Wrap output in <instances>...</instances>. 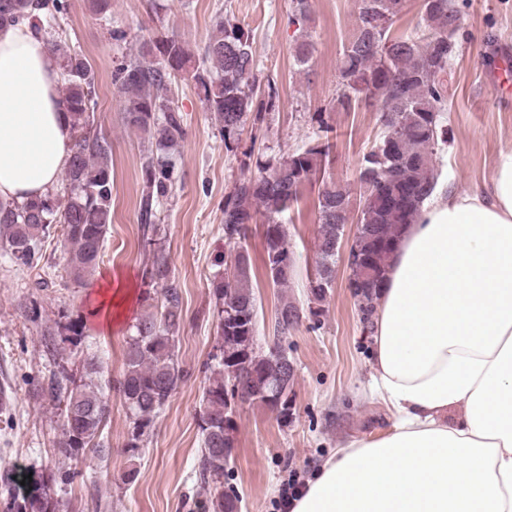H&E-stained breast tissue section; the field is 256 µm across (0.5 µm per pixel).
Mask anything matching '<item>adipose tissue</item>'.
<instances>
[{
  "mask_svg": "<svg viewBox=\"0 0 512 512\" xmlns=\"http://www.w3.org/2000/svg\"><path fill=\"white\" fill-rule=\"evenodd\" d=\"M59 80L28 26H0L1 201L45 197L66 170ZM372 331L397 422L337 449L290 512H512L511 149L487 188L437 192L402 226Z\"/></svg>",
  "mask_w": 512,
  "mask_h": 512,
  "instance_id": "1",
  "label": "adipose tissue"
}]
</instances>
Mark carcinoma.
I'll list each match as a JSON object with an SVG mask.
<instances>
[{"label":"carcinoma","instance_id":"obj_1","mask_svg":"<svg viewBox=\"0 0 512 512\" xmlns=\"http://www.w3.org/2000/svg\"><path fill=\"white\" fill-rule=\"evenodd\" d=\"M289 22L300 36L293 58L299 69L308 66L313 44L305 35L311 21L309 0H293ZM405 0H357L356 29L344 46L332 108L353 112L360 105L380 112L383 132L364 153L357 176L359 223L357 260L350 265L352 285L362 289V320L372 324L385 276L390 246L400 226L414 223L422 203L442 176V154L448 144V75L458 52L461 18L455 0H422L419 23L395 33ZM67 0H0V25L26 23L43 35L61 67L60 92L73 131L71 155L63 175L64 194L52 193L25 203L0 202V250L29 269H44L43 243L53 225L67 243L64 259L69 281L83 286L93 275L112 224V144L94 127L97 77L88 59L47 31L48 20L66 13ZM190 79L208 111L220 122L224 146L240 143L247 123L263 121L278 108L273 88H262L248 30L227 18L216 22L201 57L174 33L142 38L136 52L114 67L112 84L122 100V120L151 140L152 149L141 166L144 185L140 202L151 257L142 272L146 290L159 294L154 310L143 315L130 336L124 371L115 391L129 412L131 427L126 447L136 450L181 380L174 360V343L184 323L182 290L171 275L162 239L158 238L156 208L174 188L173 155L186 137L183 112L171 95L179 79ZM334 144L329 139L274 157L249 172L252 153L243 152L241 177L224 200L222 272L213 282L218 330L207 363L209 385L203 395L201 471L203 483L224 480V424L230 420L224 396V370L235 367L245 379L242 391L251 402L269 407L263 396L282 372L276 354L254 353L256 335L255 277L244 242L257 217L264 218L265 275L280 288L288 287L294 264L283 215L298 202L304 189L317 185L319 230L316 240L318 278L309 282L313 299L321 301L336 279V225L352 217L351 189L327 175ZM385 172L389 196L373 191V179ZM300 321L298 309L282 302L274 329L286 336ZM100 361L92 356L79 375L60 360L50 372L43 395L58 403L59 433L53 448L60 457L80 461L87 453L105 454L100 434L110 416L108 401L95 382ZM4 489L6 512H59L58 501L43 487L22 496L13 493L9 477ZM199 512H239L226 506L224 494L198 503Z\"/></svg>","mask_w":512,"mask_h":512}]
</instances>
